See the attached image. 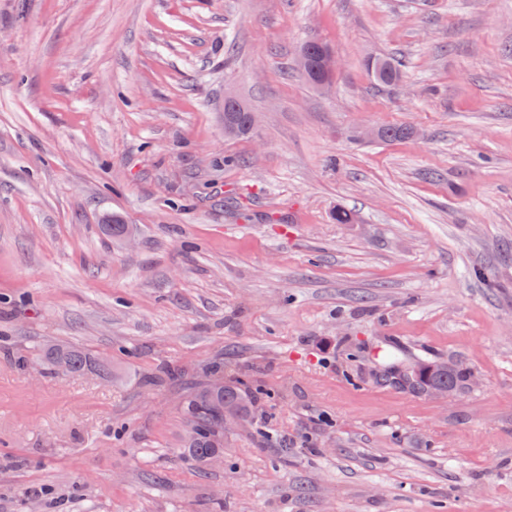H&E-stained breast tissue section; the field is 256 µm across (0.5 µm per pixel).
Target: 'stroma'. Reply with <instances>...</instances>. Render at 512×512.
<instances>
[{"label": "stroma", "instance_id": "stroma-1", "mask_svg": "<svg viewBox=\"0 0 512 512\" xmlns=\"http://www.w3.org/2000/svg\"><path fill=\"white\" fill-rule=\"evenodd\" d=\"M218 360L287 453L181 456ZM0 512H512V0H0ZM298 62L307 72L316 75L328 74L336 67L333 54L326 50H321L318 56H315L311 49L305 48L301 51ZM367 69L376 85L391 87L397 85L403 76L400 64H396L390 58L376 57L368 59ZM226 102L224 100V136L227 138H239L249 135L252 131L248 125L249 121L252 128L258 125L259 117L255 112H251L241 107L242 112H225ZM46 361L55 373L64 369L68 376L83 375L91 369L93 363L100 367V364L92 360L88 354L75 347L56 348L49 346L46 352ZM421 369L417 371L410 381L402 379L396 381L408 386L414 391H424L442 387L444 389H431L427 394L435 400L447 402L448 391L452 392L466 385L471 377L466 372L454 369L453 365H444L441 368H433L435 362H421ZM445 389H448L445 390Z\"/></svg>", "mask_w": 512, "mask_h": 512}]
</instances>
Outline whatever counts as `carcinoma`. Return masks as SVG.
Listing matches in <instances>:
<instances>
[{
  "instance_id": "cac0c4a2",
  "label": "carcinoma",
  "mask_w": 512,
  "mask_h": 512,
  "mask_svg": "<svg viewBox=\"0 0 512 512\" xmlns=\"http://www.w3.org/2000/svg\"><path fill=\"white\" fill-rule=\"evenodd\" d=\"M367 69L376 85L391 87L397 85L403 76L399 65L390 58L377 57L367 61ZM251 133L248 113H224V136L227 138L245 137ZM46 361L50 369L65 370L70 376H80L88 372L94 360L79 348L48 347ZM469 381V375L454 369L451 365L440 368L432 362L421 363L420 371L403 384L414 391L424 392L434 387L455 391ZM263 389L253 386L241 377L224 380V390L211 391L204 384L193 389L186 397L185 410L188 416V429L182 455L192 460L199 468L209 466L213 455L224 454V449L216 447L217 438L224 433L223 411L231 409L244 417H249L261 399Z\"/></svg>"
}]
</instances>
